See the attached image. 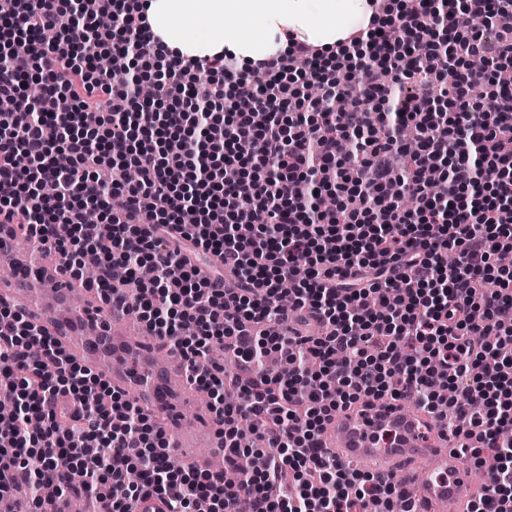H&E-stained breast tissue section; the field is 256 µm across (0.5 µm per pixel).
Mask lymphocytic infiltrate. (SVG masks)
Returning <instances> with one entry per match:
<instances>
[{
  "label": "lymphocytic infiltrate",
  "instance_id": "f902f5d3",
  "mask_svg": "<svg viewBox=\"0 0 512 512\" xmlns=\"http://www.w3.org/2000/svg\"><path fill=\"white\" fill-rule=\"evenodd\" d=\"M369 4L335 54L292 39L240 70L227 53L169 58L136 0H0V232L72 277L95 267L91 288L168 341L211 400L225 467L268 444L238 485L170 468L151 413L0 301L16 400L0 499L22 484L29 512L67 491L112 512L153 494L166 512H396L397 483L320 435L337 411L409 398L485 470L469 512H512V0ZM340 95L349 109L327 111ZM226 342L233 375L207 361ZM273 354L287 370L258 371Z\"/></svg>",
  "mask_w": 512,
  "mask_h": 512
}]
</instances>
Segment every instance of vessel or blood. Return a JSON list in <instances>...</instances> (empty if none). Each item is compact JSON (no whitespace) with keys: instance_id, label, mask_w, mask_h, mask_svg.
<instances>
[{"instance_id":"b4317fda","label":"vessel or blood","mask_w":512,"mask_h":512,"mask_svg":"<svg viewBox=\"0 0 512 512\" xmlns=\"http://www.w3.org/2000/svg\"><path fill=\"white\" fill-rule=\"evenodd\" d=\"M71 282L61 263H22L15 280L0 282V296L41 325L65 353L150 412L179 453L192 457L198 469H208L197 448L206 445L216 454L224 448L206 396L193 387L172 389L168 382L172 372L184 371L182 360L160 358L156 347L127 335L123 309L103 302L95 291H84L75 314L64 315ZM322 441L343 461L365 460L391 471L418 504L435 512H467L476 498L469 460L451 450L446 430L432 416L401 406L368 419L340 413Z\"/></svg>"}]
</instances>
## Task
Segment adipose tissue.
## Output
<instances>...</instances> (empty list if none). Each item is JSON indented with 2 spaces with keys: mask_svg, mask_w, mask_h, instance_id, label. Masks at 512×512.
<instances>
[{
  "mask_svg": "<svg viewBox=\"0 0 512 512\" xmlns=\"http://www.w3.org/2000/svg\"><path fill=\"white\" fill-rule=\"evenodd\" d=\"M155 37L171 56L204 59L233 54L240 68L270 61L287 35L335 50L355 28L368 26L367 0H142Z\"/></svg>",
  "mask_w": 512,
  "mask_h": 512,
  "instance_id": "obj_1",
  "label": "adipose tissue"
}]
</instances>
